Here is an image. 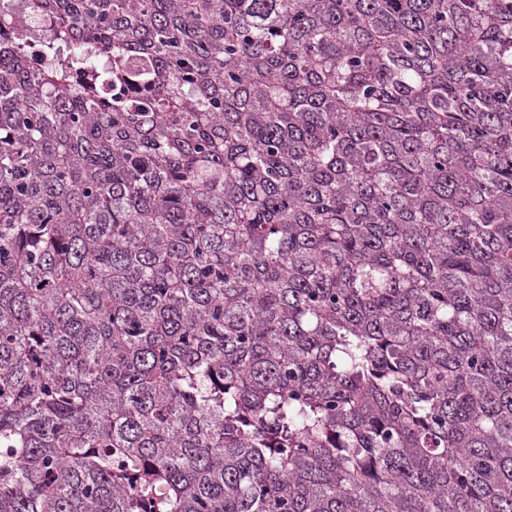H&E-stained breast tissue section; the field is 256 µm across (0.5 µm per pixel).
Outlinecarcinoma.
<instances>
[{"mask_svg":"<svg viewBox=\"0 0 512 512\" xmlns=\"http://www.w3.org/2000/svg\"><path fill=\"white\" fill-rule=\"evenodd\" d=\"M12 2L0 512H512V0ZM52 29V23L45 21L39 28L34 29L32 36L25 42L28 60L34 68H40L43 65L42 57L38 52V43L49 37Z\"/></svg>","mask_w":512,"mask_h":512,"instance_id":"cac0c4a2","label":"carcinoma"}]
</instances>
